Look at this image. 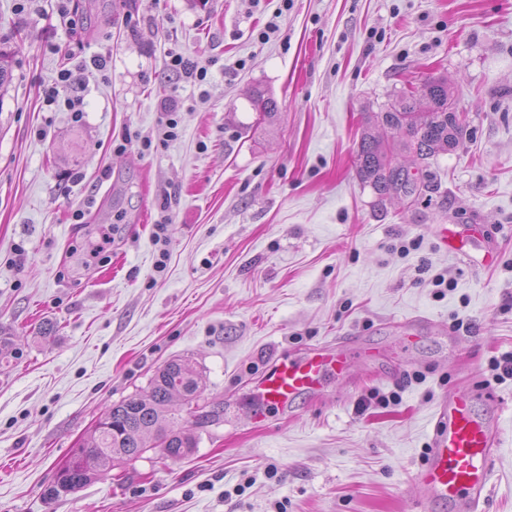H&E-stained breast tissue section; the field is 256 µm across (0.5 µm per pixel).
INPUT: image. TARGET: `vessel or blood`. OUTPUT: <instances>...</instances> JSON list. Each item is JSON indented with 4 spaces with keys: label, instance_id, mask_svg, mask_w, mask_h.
Instances as JSON below:
<instances>
[{
    "label": "vessel or blood",
    "instance_id": "b4317fda",
    "mask_svg": "<svg viewBox=\"0 0 512 512\" xmlns=\"http://www.w3.org/2000/svg\"><path fill=\"white\" fill-rule=\"evenodd\" d=\"M480 235L475 226L435 228L444 251L488 265L494 255L476 249ZM371 357V350L354 341L317 345L298 355L279 357L255 381V420L291 411L301 398L319 396L331 382L343 379L356 360ZM474 396L473 389L452 387L436 405L427 456L416 472L423 512L446 503L457 512H480L490 496L499 429L496 419L475 411Z\"/></svg>",
    "mask_w": 512,
    "mask_h": 512
}]
</instances>
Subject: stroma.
Segmentation results:
<instances>
[{"label":"stroma","instance_id":"1","mask_svg":"<svg viewBox=\"0 0 512 512\" xmlns=\"http://www.w3.org/2000/svg\"><path fill=\"white\" fill-rule=\"evenodd\" d=\"M76 7L69 26L57 0H0V512H419L413 475L452 386L499 398L486 512H512V378L491 367L512 353V0ZM176 54L206 83L176 79ZM63 69L74 83L46 105ZM426 75L447 78L468 133L433 161L438 190L379 200L356 173L363 116ZM438 224L479 225L493 264L441 250ZM412 318L426 339L403 350L393 326ZM339 337L375 358L251 419L273 355ZM177 357L206 384L194 454L153 449L49 497L101 414ZM168 70L179 77L203 82L208 74L205 66H200L197 61H191L181 55L170 56L167 62Z\"/></svg>","mask_w":512,"mask_h":512}]
</instances>
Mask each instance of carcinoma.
Masks as SVG:
<instances>
[{
    "label": "carcinoma",
    "instance_id": "1",
    "mask_svg": "<svg viewBox=\"0 0 512 512\" xmlns=\"http://www.w3.org/2000/svg\"><path fill=\"white\" fill-rule=\"evenodd\" d=\"M11 82L10 53L0 50V96ZM448 79L426 76L403 89L398 99L380 112L366 113L357 149V174L379 199L399 197L415 202L423 192L438 188L429 160L457 148L468 123L458 119ZM393 132L385 142L372 130ZM409 153L421 161L415 167L401 164L398 156ZM201 373L188 359H174L159 367L145 396H132L111 407L97 423L91 441L82 447L88 466L69 480L75 492L108 475L115 465L136 460L150 449L166 459L191 455L198 444L194 431L178 423L176 414L190 410L202 396Z\"/></svg>",
    "mask_w": 512,
    "mask_h": 512
}]
</instances>
